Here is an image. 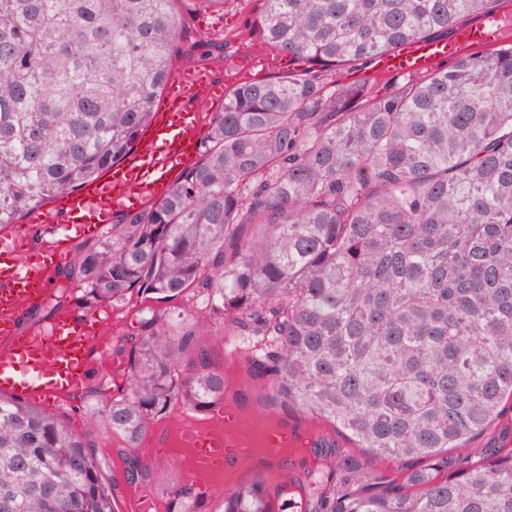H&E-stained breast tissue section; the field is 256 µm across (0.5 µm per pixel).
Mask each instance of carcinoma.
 Here are the masks:
<instances>
[{"mask_svg": "<svg viewBox=\"0 0 512 512\" xmlns=\"http://www.w3.org/2000/svg\"><path fill=\"white\" fill-rule=\"evenodd\" d=\"M177 2L0 0V229L130 150L172 73ZM258 2L261 43L306 68L237 83L166 197L57 268L60 299L137 304L140 333L113 339L125 384L94 378L81 431L0 394V512H117L140 486L198 512L205 493L152 468L142 441L152 421L233 398L333 436L295 491L256 471L219 512H512V438L448 464L512 411V46L361 108L364 85L321 79L501 0ZM101 431L120 481L100 468Z\"/></svg>", "mask_w": 512, "mask_h": 512, "instance_id": "carcinoma-1", "label": "carcinoma"}]
</instances>
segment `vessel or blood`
<instances>
[{"mask_svg": "<svg viewBox=\"0 0 512 512\" xmlns=\"http://www.w3.org/2000/svg\"><path fill=\"white\" fill-rule=\"evenodd\" d=\"M494 36L488 27L459 29L455 43L415 40L395 52L376 58L377 70L392 75L432 71L438 60L455 53L460 44H486ZM209 70L183 66L168 81V92L152 121L140 131L131 152L102 178L54 200L50 210L34 212L27 224H18L0 236V390L42 404L58 405L79 394L97 358L109 357L112 340L94 335L93 309L19 333V317L31 306L49 303L55 268L64 257L27 255L28 224L65 221L55 227L59 238L69 233L100 234L112 215L145 207L162 199L178 183L186 167L197 159L206 121L205 107L218 101ZM264 414L240 417L231 407L216 404L208 414L182 411L168 421L153 424L144 446L159 459H170L187 482L208 479L222 483L228 471L253 465L255 447L270 459L296 442L299 432L288 426L266 427Z\"/></svg>", "mask_w": 512, "mask_h": 512, "instance_id": "obj_1", "label": "vessel or blood"}]
</instances>
